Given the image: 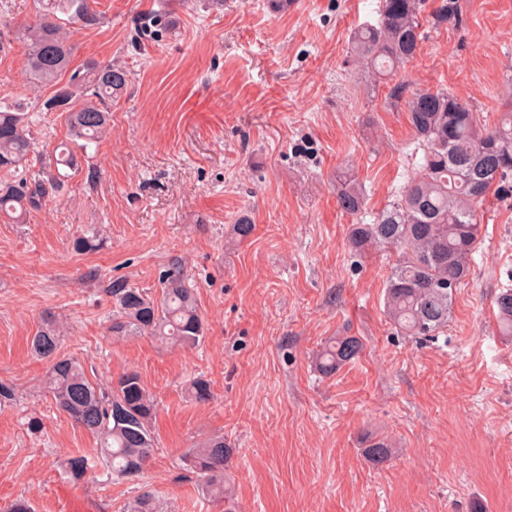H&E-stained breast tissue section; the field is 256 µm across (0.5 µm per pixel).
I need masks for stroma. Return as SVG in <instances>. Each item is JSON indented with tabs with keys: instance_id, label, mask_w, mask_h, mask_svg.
Wrapping results in <instances>:
<instances>
[{
	"instance_id": "stroma-1",
	"label": "stroma",
	"mask_w": 512,
	"mask_h": 512,
	"mask_svg": "<svg viewBox=\"0 0 512 512\" xmlns=\"http://www.w3.org/2000/svg\"><path fill=\"white\" fill-rule=\"evenodd\" d=\"M426 0L424 40L393 80L373 81L350 35L379 0H90L92 26L69 25L73 62L128 75L109 133L25 223L0 219V508L125 512L152 491L161 512H224L183 461L221 436L233 455L237 512H512V336L495 299L512 288V196L487 195L471 274L447 327L418 342L384 307L391 260L349 243L356 216L337 203L341 174L379 214L420 161L405 99L445 89L497 122L512 100V0H461L463 21L438 23ZM32 85L23 45L0 52V101L28 103L27 168L55 164L68 142L53 95ZM254 226L236 242L241 216ZM95 234L97 249L75 241ZM180 262L205 336L195 347L148 335L115 339L114 280L149 292ZM92 381L138 372L157 403L142 477L116 482L97 441L54 406L47 363L29 341L47 316ZM333 336L364 349L335 374L313 357ZM197 377L212 396L187 393ZM386 461L370 460L375 441ZM93 467L71 480L62 462Z\"/></svg>"
}]
</instances>
